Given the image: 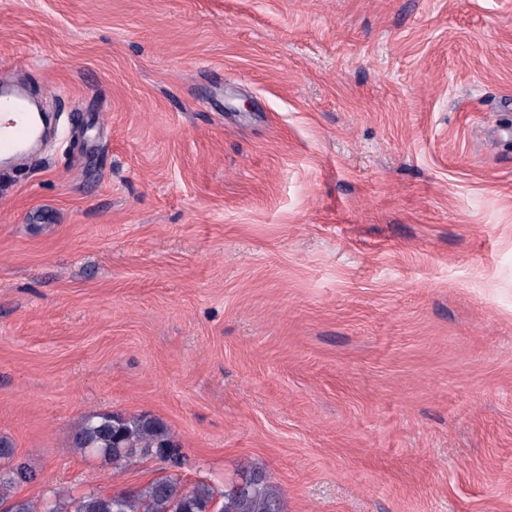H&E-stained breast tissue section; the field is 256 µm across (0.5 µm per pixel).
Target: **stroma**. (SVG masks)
<instances>
[{
  "instance_id": "1",
  "label": "stroma",
  "mask_w": 512,
  "mask_h": 512,
  "mask_svg": "<svg viewBox=\"0 0 512 512\" xmlns=\"http://www.w3.org/2000/svg\"><path fill=\"white\" fill-rule=\"evenodd\" d=\"M57 133L0 166L17 494L164 474L285 512H512V0H0ZM73 445L83 451L108 456L112 463L127 461L138 452L155 456L172 468H179L184 459L168 425L150 414L88 417L77 429Z\"/></svg>"
}]
</instances>
